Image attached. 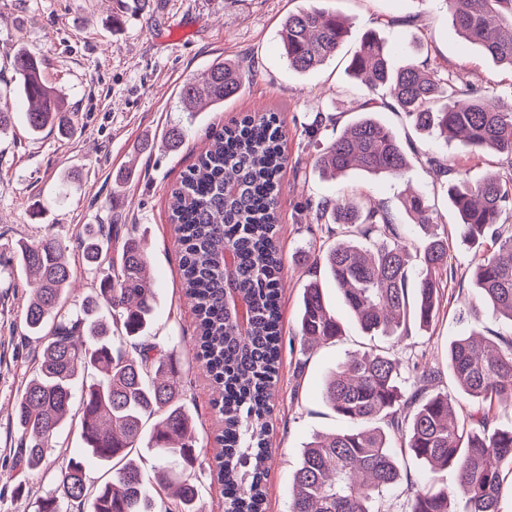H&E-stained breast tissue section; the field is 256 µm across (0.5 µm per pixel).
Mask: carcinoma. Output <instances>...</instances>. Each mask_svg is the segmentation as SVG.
<instances>
[{"mask_svg":"<svg viewBox=\"0 0 512 512\" xmlns=\"http://www.w3.org/2000/svg\"><path fill=\"white\" fill-rule=\"evenodd\" d=\"M454 27L496 62L512 69V0H445ZM349 33L343 16L311 4L288 15L281 44L290 68L306 72L336 56ZM18 92L29 107L24 122L35 135L53 129L75 132L60 92L45 83L43 61L18 50L13 55ZM349 74L370 91H386L382 104L405 113L414 126L455 141L461 152L493 151L512 170V101L474 95L455 100L459 77L434 78L416 64L394 68L385 44L371 32L360 38ZM256 70L220 60L180 89L185 111L205 104L216 111L240 94ZM375 100L316 157L320 173L336 178L357 169L402 176L409 158L399 136L378 121ZM284 131L272 114H255L214 133L195 164L170 192L171 221L182 249L183 291L196 315L194 348L213 382L220 419L218 480L224 512H266L268 436L281 356L279 309L282 257L277 200L286 164ZM460 238L480 248L493 238L498 249L475 270V286L492 312L512 321V176L476 184L460 178L448 187ZM403 207L415 223L437 225L427 198L408 191ZM319 220L331 218L349 235L371 243L366 258L353 241L336 243L311 261L342 290L351 319L369 336H408L415 317L430 323L448 277L450 245L434 232L410 247L396 219L379 205L325 199ZM112 247L102 227L84 225L79 235L86 261L101 273L98 292L80 311L61 309L77 278L69 247L47 236L0 246V269H18L35 281L24 313L28 335L40 343L39 363L20 391L14 421L20 452L11 477L38 469L54 451L57 433L76 411L83 453L54 476L56 487L37 502V512H199L196 484L177 480L162 465L144 470L134 450L144 444L162 460L193 466L197 439L181 403V370L172 355L144 333L154 314L150 260L133 229ZM344 321L330 309L318 281L304 288L299 335L327 343L345 335ZM475 330L448 346V368L459 394L478 402L465 415L448 392H432L436 372L412 363L415 384L400 387V362L372 346L338 363L325 382L324 398L348 427L306 444L292 479L289 512H387V490L402 480L401 459L412 456L429 472L453 468L456 487L435 490L421 478L408 485L405 512H500L512 491V426L492 423L490 413L512 402V337L498 350ZM81 386L78 409L74 390ZM105 466L109 479L86 484V460ZM173 489V502L159 504L152 489ZM465 496L455 507V493Z\"/></svg>","mask_w":512,"mask_h":512,"instance_id":"carcinoma-1","label":"carcinoma"}]
</instances>
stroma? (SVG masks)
<instances>
[{
  "label": "stroma",
  "instance_id": "obj_1",
  "mask_svg": "<svg viewBox=\"0 0 512 512\" xmlns=\"http://www.w3.org/2000/svg\"><path fill=\"white\" fill-rule=\"evenodd\" d=\"M305 0H150L135 12L124 0H0V98L8 100L12 120L0 136V243L35 241L51 234L72 246L77 271L67 311L94 296L97 276L74 241L86 224H129L151 258L155 310L148 334L180 363L182 399L195 419L198 458L188 475L199 488V512H224L216 478L215 437L220 423L212 406L213 389L193 355L195 317L181 292L180 247L169 220L170 191L206 145L210 126H224L254 112H273L286 130L288 166L279 199V243L283 256L281 313L283 346L269 440L272 456L266 479L268 512H288L291 482L305 444L315 435L337 431L342 423L323 397L336 364L367 349L370 342L348 321V309L334 282L321 284L331 307L347 319L340 341L306 348L297 334L302 292L313 280L310 258L335 244L330 225L318 223L314 204L347 195L382 204L398 219L407 241L423 238L403 209L407 190L422 192L438 214L451 247L453 277L443 286L429 327L411 324L407 338L374 342L401 361H417L439 373L436 390L455 391L448 371V345L479 319L491 340L512 336V321L483 307L473 271L479 260L457 232V215L448 200L454 174L471 182L508 170L493 152L459 153L454 145L416 131L401 112L383 108L377 119L397 132L410 158L402 177L356 171L328 180L313 167L315 155L363 110L367 89L350 77L352 49L318 69L288 66L280 30L289 13ZM340 11L352 37L376 30L391 50L394 66L427 62L436 77L460 75L463 88L512 96V71L454 29L442 0H319ZM24 48L44 62L43 77L61 90L79 116L77 133L31 136L23 120L27 109L16 92L13 52ZM254 61L255 79L224 104L223 111H182L183 82L216 59ZM333 122L312 134L319 115ZM185 139L178 151L165 146L173 126ZM434 157L448 173L436 177L426 164ZM31 286L19 271L0 273V471L9 469L19 434L10 412L31 377L39 346L24 334L23 316ZM77 425H67L43 466L22 485L0 478V512H35L36 501L52 487L57 469L79 450Z\"/></svg>",
  "mask_w": 512,
  "mask_h": 512
}]
</instances>
